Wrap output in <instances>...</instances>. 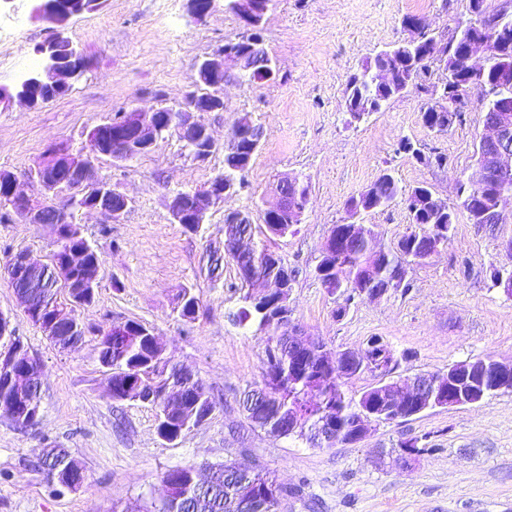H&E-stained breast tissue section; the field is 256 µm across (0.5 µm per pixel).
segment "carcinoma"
<instances>
[{"mask_svg":"<svg viewBox=\"0 0 512 512\" xmlns=\"http://www.w3.org/2000/svg\"><path fill=\"white\" fill-rule=\"evenodd\" d=\"M477 10L465 26L456 30L446 40L438 39L423 31L419 40L410 46L395 44L379 51L363 66L361 73L353 75L347 84L346 111L351 116L362 119L379 111V107L390 99L410 89L428 93L427 75L431 73L434 61L443 63L442 93L463 102L465 95L475 92L486 101V109H491L495 101L506 95L512 96V14L497 9L489 11L485 0H474ZM496 30L500 37L492 47L491 60L482 80L475 82L464 77V64L459 56L460 47L485 31ZM375 66H385L394 71L396 83L393 87L380 90L372 85L368 71ZM438 100L424 103L422 119L424 125L436 133L448 131V118L461 117V110L452 114L437 110ZM398 150L413 152L416 158L428 165L443 168L448 164V156L432 152L424 155L413 148L407 139L399 142ZM248 166L224 165L221 176L224 181L238 187L244 184V174ZM290 203L299 209H306L310 188L305 183L300 190L288 186ZM434 193L426 185L411 189L401 186L391 171L385 169L372 182L366 191L358 196L359 209L347 208L349 217H361L371 211L382 210L396 200L405 202L409 212L411 229L397 241L392 249L383 247L377 240L372 227H367L366 235L348 241L342 249L330 258V263L342 279L336 281L339 288L336 296L343 298V304L335 310V315H345L355 302L351 293L389 292L407 290L408 267L424 261L425 249L436 236L449 237L453 223L448 215L435 210L431 198ZM290 214L264 220L262 235L271 241L284 236L289 228ZM26 292L36 300L58 298L55 281L45 279L42 286L28 288ZM199 297L190 288H183L176 296V310L183 318H193L192 303ZM232 321L239 326H254L262 332L272 324L267 315L252 307L248 292L240 295V306L232 313ZM127 330L123 333L109 330L99 340V360L112 367V394L114 401L124 400L125 385L132 379L145 385L153 398L148 404L156 409L157 427H163L171 435L181 434L188 429L191 414L199 418L208 416L215 408L211 396L203 385L184 377L178 382L185 385L184 400L169 404L158 398V392L173 376L176 364L171 358L154 349L149 336L150 329L134 320L126 321ZM242 407L250 423L266 433H278L289 437L288 416H299V430L313 426L326 414H340L344 429V442L351 435L353 418L360 410V403L346 398L342 391V380L322 365L321 347L312 346L303 353L298 373L288 372V342L278 336L275 343L266 346V362L262 380L255 387L243 392ZM41 462L49 479L62 473L65 467L76 462L65 448H45ZM194 468L181 467L167 471L163 481L172 486L173 492L164 498L154 512H244L241 507V490L250 487L259 494H270L266 512H278L281 501L295 491L280 486L276 478L268 472L247 467L228 471L220 465L212 470L207 480L191 482Z\"/></svg>","mask_w":512,"mask_h":512,"instance_id":"carcinoma-1","label":"carcinoma"}]
</instances>
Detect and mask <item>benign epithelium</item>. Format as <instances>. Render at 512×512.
Listing matches in <instances>:
<instances>
[{"instance_id":"1","label":"benign epithelium","mask_w":512,"mask_h":512,"mask_svg":"<svg viewBox=\"0 0 512 512\" xmlns=\"http://www.w3.org/2000/svg\"><path fill=\"white\" fill-rule=\"evenodd\" d=\"M32 16L56 26L52 39L38 49L43 65L31 72L22 82L11 87H0V103L14 99L34 108L39 93L54 90L59 94L69 92L72 81L79 77L85 68L84 58L70 38L61 33V27L70 20L89 11L93 0H31ZM215 0H187V11L195 21H203L214 7ZM268 0H230L231 11L238 17L245 32L251 34V43L256 46L248 53L239 46L238 40H229L213 53L196 64L195 89L188 91L183 99L175 104H154L148 109L132 108L124 114L120 125L107 132L105 125L99 124L85 133L86 145L78 150L69 147H54L32 173L45 194L67 192L66 202L55 204L51 199L34 200L18 190L16 178L9 172L0 171V189L6 192L7 208L16 213L28 224H72L83 212L98 211L108 215L113 221L121 220L131 204V199L112 188V185L99 178L95 160L108 156L115 162L128 163L151 153L159 141L169 134L178 136L192 156L202 161L207 159L217 146L211 127L204 121L207 112L224 111L222 91L228 83H240L252 77L256 67H261L264 81L272 82L278 77L274 60L265 53L259 31L264 23ZM463 55L469 70L485 69L490 57L487 40L475 37L463 48ZM499 116L494 122L483 123L479 137V159L475 170L466 182L481 189H493L494 201L491 209L484 206V194L478 193L469 198V209L481 217L493 214L499 221L512 216L506 211L507 202L512 201V98L499 99L494 105ZM263 130L252 115L243 113L238 118L232 138L224 144V153L237 150L239 143L246 139L256 145L262 138ZM276 199L266 211L272 215L282 212H295L290 207L288 195L275 189ZM236 195L234 186L219 179L203 190L180 191L168 199L167 209L174 224H203L210 208L224 203ZM243 215L234 210L224 213V253L235 254L249 242L247 234L239 224ZM86 252L75 250L61 259L55 257L51 263L43 264L31 258L27 252H18L10 257L3 272L10 280H19L30 288L37 277L51 274L58 283L69 286L72 280L66 278L69 267L83 263ZM266 265L253 261L243 269L252 284L251 303L263 312L280 305H288V279L276 281L265 275ZM25 314L36 321L46 336H58L64 329L77 331L78 321L73 307L51 302L34 304L23 302ZM23 351L17 343L0 352V379L11 390L13 399L20 409L14 414V425L21 428L38 420L40 406L24 401L33 379L41 374L40 363L34 362L23 371L15 368L16 359ZM348 363V369L360 372L372 369L381 376L389 375L395 366V356L382 338L367 342V345L339 351L326 350L325 367L337 368L341 362ZM512 392V361L503 362L493 358L462 361L448 367L446 372L417 374L404 379L382 382L375 386V393H367L361 399L367 406L358 413L357 430L350 440L357 442L367 433L369 426L376 422L392 423L403 416L399 405L408 396L417 398L415 414L436 407H461L482 401L487 393ZM339 437L332 421L323 422L317 431L308 436V443L320 447Z\"/></svg>"}]
</instances>
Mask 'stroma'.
<instances>
[{
    "mask_svg": "<svg viewBox=\"0 0 512 512\" xmlns=\"http://www.w3.org/2000/svg\"><path fill=\"white\" fill-rule=\"evenodd\" d=\"M10 5L26 13L29 37L16 47L0 45V85L16 83L18 61L40 66L38 49L55 33L52 24L29 18L30 0ZM411 15L444 39L468 18L469 0H270L262 37L278 65L277 81L226 84L223 111L206 116L221 142L240 114L250 113L263 128L261 145L243 188L212 207L199 232L171 223L166 201L174 191L207 187L223 172L221 146L198 161L172 137L132 163L96 160L98 176L133 204L117 222L97 212L80 217L101 270L94 303L76 311L85 328L78 349L55 347L0 274V313L42 365L38 423L20 429L0 415V512H153L168 470H204L227 460L300 487L280 512H512V394L431 409L377 426L359 443L322 448L269 436L239 406L242 393L261 380L267 336L229 318L239 305L240 281L224 258V212L239 210L262 223L264 206L287 173L307 179L310 202L296 232L270 246L295 274L291 319L307 335L333 349L383 337L401 358L402 376L444 371L468 359L512 360V299L494 282L495 271L512 270L505 247L512 223L474 224L458 209L444 248L409 268L407 291L357 302L339 319L335 297L313 275L331 227L348 221V201L383 170L407 188L429 185L456 205L459 184L476 165L485 113L478 94L466 97L461 120L444 134L424 126L427 97L414 91L360 121L345 108L350 77L380 49L409 38ZM66 31L87 59L71 90L37 108L0 107V170L13 173L35 198L42 191L31 174L47 147L81 148L86 129L116 113L149 108L160 97L181 100L194 85L197 61L242 33L225 0H216L201 23L189 16L186 0H105ZM404 138L414 153L399 151ZM434 150L447 154L445 168L417 160V153ZM364 221L387 247L410 229L401 202ZM56 248L52 225L28 224L14 213L0 221V267L21 251L47 260ZM183 288L200 299L195 319L174 309ZM127 320L151 327L174 362L217 401L202 425L176 441L158 436L154 408L107 393L98 342ZM415 438L426 439L429 453L411 468L399 467L393 452ZM51 446L69 449L81 463L79 490L47 480L39 457Z\"/></svg>",
    "mask_w": 512,
    "mask_h": 512,
    "instance_id": "1",
    "label": "stroma"
}]
</instances>
